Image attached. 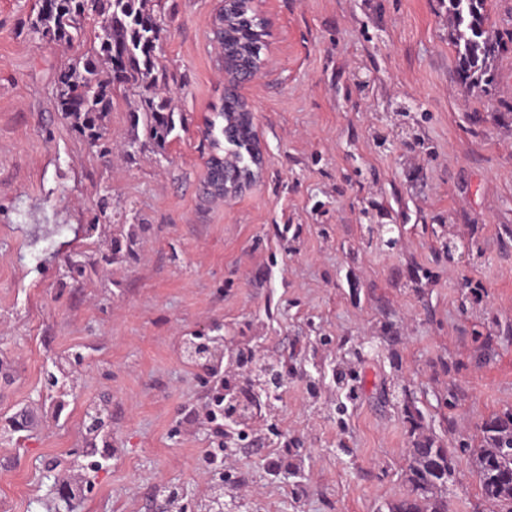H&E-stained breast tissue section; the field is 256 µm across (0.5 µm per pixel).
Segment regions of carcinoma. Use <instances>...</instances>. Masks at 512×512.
<instances>
[{"label": "carcinoma", "mask_w": 512, "mask_h": 512, "mask_svg": "<svg viewBox=\"0 0 512 512\" xmlns=\"http://www.w3.org/2000/svg\"><path fill=\"white\" fill-rule=\"evenodd\" d=\"M31 29L43 39L71 44L92 16L96 22L93 48L71 60L57 73L55 85L61 111L74 127L108 155L112 143L105 136L103 121L112 106L115 89L133 90L142 97L143 108L131 113L133 127L143 126L148 141L159 149L169 143L176 126L168 99L157 93L161 27L149 0H38ZM452 20L449 39L455 47L459 74L469 88L493 81L494 61L507 43L489 28L488 0H448ZM263 22L237 14L218 18L213 41L224 50L228 69L243 75L257 68L263 47ZM245 104L227 92L223 105L205 119L203 135L214 153L206 162L214 181H224L228 172L238 181H252V171L237 164H224L223 139L229 130L234 144L249 153L257 142L253 126L244 117ZM478 477L482 497L512 512V412L491 416L465 444ZM411 494L390 512H447L442 489L457 469L454 452L431 438L412 441L407 455Z\"/></svg>", "instance_id": "obj_1"}]
</instances>
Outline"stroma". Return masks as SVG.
Returning <instances> with one entry per match:
<instances>
[{"label":"stroma","mask_w":512,"mask_h":512,"mask_svg":"<svg viewBox=\"0 0 512 512\" xmlns=\"http://www.w3.org/2000/svg\"><path fill=\"white\" fill-rule=\"evenodd\" d=\"M221 3L157 0L161 93L187 129L129 149L138 96L119 92L104 156L55 89L92 21L65 46L31 32L34 0H0V423L25 421L0 433V512H57L58 475L72 512H199L215 451L237 512H388L417 437L455 451L448 512H495L464 444L512 412V50L470 90L448 0H262L268 63L239 92L267 163L213 202ZM104 199L111 220L94 223ZM377 224L401 225L394 249ZM120 234L131 251L99 262ZM75 252L97 261L80 278ZM199 333L289 370L273 420L231 425L247 444L221 448L207 417L213 374L244 390L245 373L190 363ZM94 409L111 422L90 441Z\"/></svg>","instance_id":"obj_1"}]
</instances>
